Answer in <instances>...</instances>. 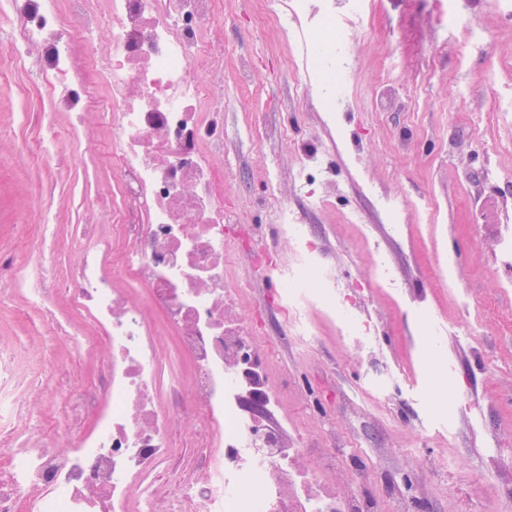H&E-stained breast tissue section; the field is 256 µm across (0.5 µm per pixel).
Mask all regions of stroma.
<instances>
[{
    "label": "stroma",
    "mask_w": 512,
    "mask_h": 512,
    "mask_svg": "<svg viewBox=\"0 0 512 512\" xmlns=\"http://www.w3.org/2000/svg\"><path fill=\"white\" fill-rule=\"evenodd\" d=\"M253 7V0H224L215 22L227 49L222 166L238 185L233 263L251 282L246 307L256 312L279 290L278 273L254 263L276 234L265 205L274 182L290 220L319 228L311 266L326 274L327 298L350 301L373 338L366 366L322 303L307 310V343L266 321L262 345L274 348L288 391L287 434L302 430L314 448L335 449L337 486L359 461L373 467L377 486L424 503L441 497L444 512H512V329L474 336L473 317L451 299L489 300L512 314V263L493 235L477 233L482 224L512 225V18L499 0H458L461 15L490 35L486 50L476 51L465 30L443 29L438 0H381L370 29L348 33L354 71L343 106L327 112L318 90L303 100L292 95L305 79L295 32L255 27ZM391 44L401 57L394 70L384 62ZM244 64L254 67L253 82L237 80ZM385 95L391 108L380 115L374 104ZM45 111L32 77L17 71L0 79V253L27 264L23 243L42 235L32 202L45 198L61 284L84 246L73 234L85 220L83 197L111 193L112 183L91 155L103 137L94 113L81 116L80 138L71 136L67 115H55L53 167L34 152L16 157L14 144L41 138ZM253 114L267 134L261 152L249 140ZM284 127L286 145L278 138ZM315 165L330 183L320 205L297 181ZM385 199L411 203L401 233L387 222ZM460 251L468 260L445 281L436 258ZM378 257L393 278L385 297L370 291ZM0 337L62 364L44 375L37 420L89 428L78 392L102 377L99 356L71 354L44 316L25 312L19 293L0 304Z\"/></svg>",
    "instance_id": "obj_1"
}]
</instances>
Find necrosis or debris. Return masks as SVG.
<instances>
[{
	"mask_svg": "<svg viewBox=\"0 0 512 512\" xmlns=\"http://www.w3.org/2000/svg\"><path fill=\"white\" fill-rule=\"evenodd\" d=\"M371 0H261L256 19L295 29L316 14L338 45ZM223 0H0L8 17L1 70H30L51 113L102 112L109 136L99 154L112 194L85 209L108 214L112 237L88 239L65 288L51 285L56 246L44 200L34 209L46 231L31 250L24 291L29 310L59 303L91 312L104 342L106 374L82 397L93 427L77 448L56 425V448L42 445L21 370L26 353L0 339V512H416L412 498L370 494V468L351 472L346 493L326 482L334 454L312 453L283 434L285 416L270 354L248 317L249 281L232 273L231 224L224 201V42L213 34ZM120 275L127 290L113 288ZM282 273L276 315L303 333L295 291ZM173 336L192 371L187 392L164 396L154 319ZM200 428L191 455L169 470L180 418Z\"/></svg>",
	"mask_w": 512,
	"mask_h": 512,
	"instance_id": "1",
	"label": "necrosis or debris"
}]
</instances>
